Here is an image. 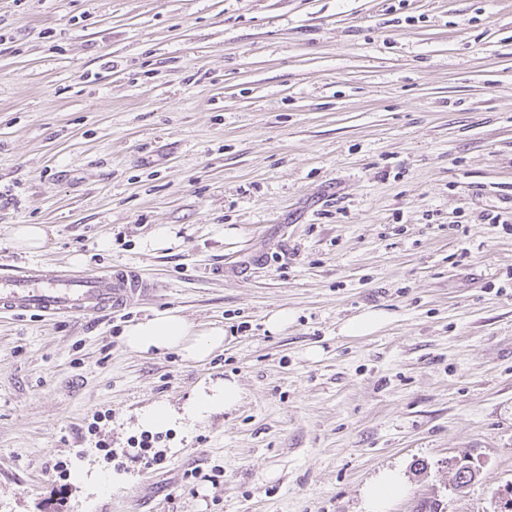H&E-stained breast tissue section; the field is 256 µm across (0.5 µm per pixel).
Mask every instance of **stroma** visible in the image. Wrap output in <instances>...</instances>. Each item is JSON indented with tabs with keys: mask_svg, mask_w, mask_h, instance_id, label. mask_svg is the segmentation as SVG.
<instances>
[{
	"mask_svg": "<svg viewBox=\"0 0 512 512\" xmlns=\"http://www.w3.org/2000/svg\"><path fill=\"white\" fill-rule=\"evenodd\" d=\"M79 254L155 292L0 312V512H361L385 467L393 512H512V0H0V275ZM170 309L223 346L126 347ZM230 376L236 408L129 461L143 409ZM50 230L47 224H17L12 229L14 246L29 254L40 253L48 244ZM389 319L387 312L371 309L345 321L340 331L346 336H364L380 329ZM406 491V478L400 469H381L361 488V508L363 512H390Z\"/></svg>",
	"mask_w": 512,
	"mask_h": 512,
	"instance_id": "obj_1",
	"label": "stroma"
}]
</instances>
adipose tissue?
<instances>
[{
	"label": "adipose tissue",
	"mask_w": 512,
	"mask_h": 512,
	"mask_svg": "<svg viewBox=\"0 0 512 512\" xmlns=\"http://www.w3.org/2000/svg\"><path fill=\"white\" fill-rule=\"evenodd\" d=\"M125 344L140 354L178 350L186 360L202 362L224 344V330L213 327L198 332L177 310H169L138 321L125 331ZM242 388L234 379L216 380L199 385L192 399L176 410L164 403L148 407L139 416V425L147 430L171 428L189 430L210 415L228 411L240 403ZM407 491L401 470L384 468L365 482L361 489L363 512H390L396 499Z\"/></svg>",
	"instance_id": "1"
}]
</instances>
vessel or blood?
Wrapping results in <instances>:
<instances>
[{"label":"vessel or blood","instance_id":"1","mask_svg":"<svg viewBox=\"0 0 512 512\" xmlns=\"http://www.w3.org/2000/svg\"><path fill=\"white\" fill-rule=\"evenodd\" d=\"M152 291L132 270L51 274L31 269L0 276V309L38 316L114 313L131 307Z\"/></svg>","mask_w":512,"mask_h":512}]
</instances>
